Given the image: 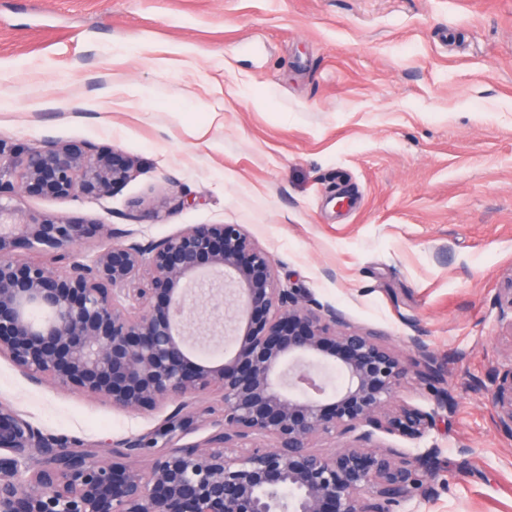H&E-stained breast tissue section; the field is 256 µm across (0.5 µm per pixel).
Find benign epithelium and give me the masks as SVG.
<instances>
[{"label": "benign epithelium", "mask_w": 512, "mask_h": 512, "mask_svg": "<svg viewBox=\"0 0 512 512\" xmlns=\"http://www.w3.org/2000/svg\"><path fill=\"white\" fill-rule=\"evenodd\" d=\"M133 170L132 158L86 142L0 138V357L35 384L118 410L173 406L151 433L77 449L0 401V512H391L425 492L439 449L408 453L381 438L432 426L434 413L397 401L409 380L435 388L437 407L453 403L423 337L409 338L416 357L406 361L379 332L281 286L240 224L143 240L21 207L25 196L97 202ZM96 239L108 244L78 255ZM226 295L236 350L216 364L191 350L187 309L212 302L204 334L214 335ZM497 304L509 364L486 395L512 432V275ZM206 394L219 408L195 406ZM203 426L205 437L185 441ZM336 437L335 452L317 449Z\"/></svg>", "instance_id": "benign-epithelium-1"}]
</instances>
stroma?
I'll list each match as a JSON object with an SVG mask.
<instances>
[{"instance_id": "1", "label": "stroma", "mask_w": 512, "mask_h": 512, "mask_svg": "<svg viewBox=\"0 0 512 512\" xmlns=\"http://www.w3.org/2000/svg\"><path fill=\"white\" fill-rule=\"evenodd\" d=\"M1 101L10 142L138 163L100 202L28 210L112 225L135 211L145 239L240 224L282 285L403 359L424 336L455 403L401 388L435 421L385 443L439 455L431 496L391 512H512V433L485 395L512 274V0H0ZM0 400L74 446L168 414L32 384L3 357Z\"/></svg>"}]
</instances>
